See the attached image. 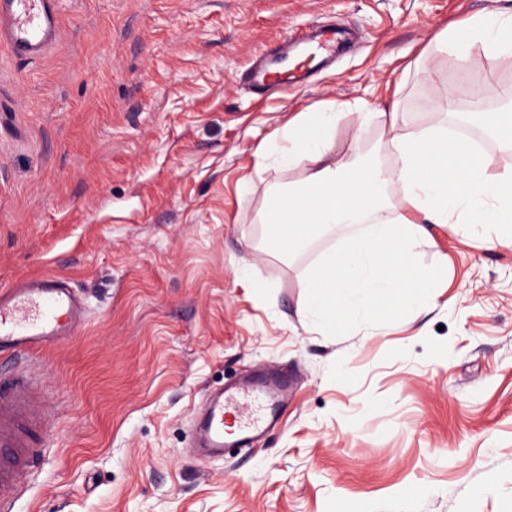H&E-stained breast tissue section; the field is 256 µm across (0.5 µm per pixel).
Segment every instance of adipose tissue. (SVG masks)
Segmentation results:
<instances>
[{
    "mask_svg": "<svg viewBox=\"0 0 512 512\" xmlns=\"http://www.w3.org/2000/svg\"><path fill=\"white\" fill-rule=\"evenodd\" d=\"M466 61L481 47L488 71L512 59V11L477 15L438 37ZM339 106L296 114L277 130L276 163L303 177L272 189L259 221L267 249L294 253L334 230L343 235L307 271L311 300L305 324L325 336L355 330L382 334L390 318L426 311L444 270L424 263L419 246L430 224H489L512 237V170L448 136L447 125L406 131L398 110L384 113L393 131L388 159L370 150L358 159L334 150Z\"/></svg>",
    "mask_w": 512,
    "mask_h": 512,
    "instance_id": "1",
    "label": "adipose tissue"
}]
</instances>
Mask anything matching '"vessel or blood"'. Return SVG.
Segmentation results:
<instances>
[{
	"label": "vessel or blood",
	"instance_id": "vessel-or-blood-1",
	"mask_svg": "<svg viewBox=\"0 0 512 512\" xmlns=\"http://www.w3.org/2000/svg\"><path fill=\"white\" fill-rule=\"evenodd\" d=\"M59 0H0V43L23 57L42 55L58 30ZM86 306L61 278L47 274L0 290V353L21 358L74 336ZM37 381L18 373L0 377V512H13L21 478L47 445L39 413ZM271 389L254 387L215 401L201 427L203 459L223 456L225 448L251 445L264 427L262 414ZM237 423L224 431L225 415Z\"/></svg>",
	"mask_w": 512,
	"mask_h": 512
}]
</instances>
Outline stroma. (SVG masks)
Here are the masks:
<instances>
[{
  "label": "stroma",
  "instance_id": "1",
  "mask_svg": "<svg viewBox=\"0 0 512 512\" xmlns=\"http://www.w3.org/2000/svg\"><path fill=\"white\" fill-rule=\"evenodd\" d=\"M512 0H61L40 58L0 44V287L54 273L89 307L37 356L51 443L14 512H512V242L432 224V307L383 334L301 322L328 248L267 252L259 215L302 168L257 165L305 108L343 102L336 152L384 151L380 115L440 123L450 98L512 88L436 52ZM333 25L325 59L255 93V55ZM372 113L362 123L359 113ZM290 383L247 456L200 461L192 417L248 377Z\"/></svg>",
  "mask_w": 512,
  "mask_h": 512
}]
</instances>
